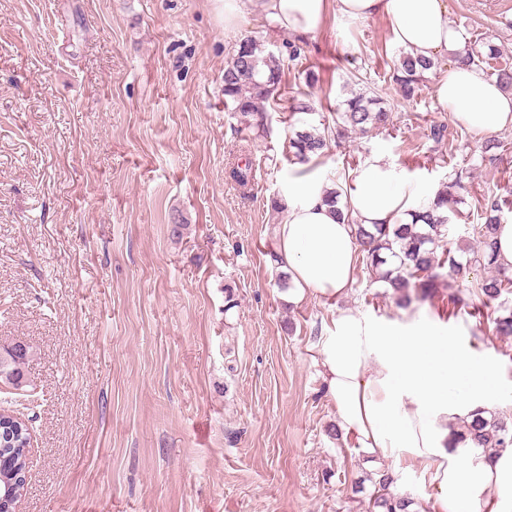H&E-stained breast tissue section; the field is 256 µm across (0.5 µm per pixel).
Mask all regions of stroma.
<instances>
[{"label": "stroma", "mask_w": 512, "mask_h": 512, "mask_svg": "<svg viewBox=\"0 0 512 512\" xmlns=\"http://www.w3.org/2000/svg\"><path fill=\"white\" fill-rule=\"evenodd\" d=\"M447 3L476 51L512 60V7ZM247 36L272 52L298 38L259 13L225 32L224 0H0V344L34 350L22 386L0 390L32 425L18 512H369L354 484L384 467L396 494L433 512L425 463L373 460L326 433L337 415L321 349L347 308L454 335L496 364L490 408L512 415V341L449 315V287L403 309L360 266L339 298L280 290L271 205L298 171L292 100L312 94V122L332 117L350 57L394 124L331 148L321 178L373 155L423 186L461 173L450 240L476 199L512 195V128L495 135L497 159L482 157L433 81L402 98L383 18L331 9L299 38L304 56L255 136L224 102V67ZM433 121L459 150L428 139ZM247 159L244 189L231 170Z\"/></svg>", "instance_id": "35a3bbf8"}]
</instances>
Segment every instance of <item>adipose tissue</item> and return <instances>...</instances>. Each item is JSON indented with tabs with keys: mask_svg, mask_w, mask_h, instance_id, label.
<instances>
[{
	"mask_svg": "<svg viewBox=\"0 0 512 512\" xmlns=\"http://www.w3.org/2000/svg\"><path fill=\"white\" fill-rule=\"evenodd\" d=\"M352 20L382 17L392 41L436 59L462 51L465 40L448 17L446 0H224V24L246 13L308 34L322 24L328 4ZM438 102L453 119L480 135L512 126V93L474 66L453 65L435 81ZM323 181L303 175L288 188L287 210L276 229V257L294 288L324 297L344 295L353 282L358 247L349 224L323 203ZM352 215L363 224L404 223L432 209L436 192L410 186L381 156L369 157L345 187ZM327 391L338 427L373 459L428 462L439 512H512V448L490 458L458 462L448 448L447 423L498 395V369L473 356L454 336L401 330L358 312L342 311L322 349Z\"/></svg>",
	"mask_w": 512,
	"mask_h": 512,
	"instance_id": "obj_1",
	"label": "adipose tissue"
}]
</instances>
